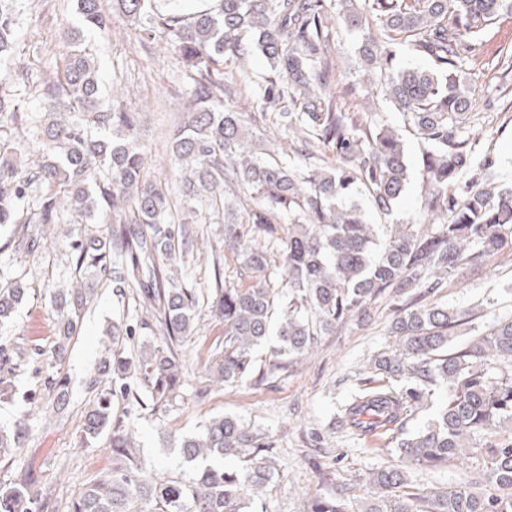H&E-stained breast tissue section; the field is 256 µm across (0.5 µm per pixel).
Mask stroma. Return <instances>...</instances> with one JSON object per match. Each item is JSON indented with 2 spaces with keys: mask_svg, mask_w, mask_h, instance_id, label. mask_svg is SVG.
I'll return each instance as SVG.
<instances>
[{
  "mask_svg": "<svg viewBox=\"0 0 512 512\" xmlns=\"http://www.w3.org/2000/svg\"><path fill=\"white\" fill-rule=\"evenodd\" d=\"M18 40L14 54L0 57V78L14 74L22 59H29L34 75L53 71L65 39L79 21L72 8L58 0H20ZM362 32L337 26L332 51L333 76L339 85H356L345 96L344 106L360 112H375L392 125L401 120L382 96L366 84L356 69L357 46ZM103 66L104 80L122 75L148 99L140 107L137 140L148 154L156 177L171 176L166 140L184 117L180 91L183 67L166 43L143 49L134 30L122 15L112 17L106 35L86 32ZM40 45L39 55H30L31 45ZM512 53V15L504 14L488 28L480 54L463 76L481 103L473 130L481 151L497 161L501 183L512 184V75L499 79L496 65ZM69 222L51 225L42 246L35 252L10 244V230L0 228V287L8 278H25L37 293L19 304L11 317L0 322V343L30 353L31 359L15 379L19 391L38 390L42 377L40 352L56 341L57 311L50 301L53 288H68L77 276L70 265ZM449 307L470 310L476 330H484L492 318L512 317V251L483 257L480 266L459 280L449 281L441 295ZM391 292H383L364 313L337 323L335 330L317 339L312 354L292 360L287 371L263 385L246 380L224 387H208L206 366L224 326L209 313H202L195 330L183 343L184 386L171 409L151 412L116 401L114 416L133 424L141 454L161 474L176 477L192 470L178 452L180 441L197 432L211 417H237L252 431L262 434L275 469L272 483L254 498L255 512H308L311 491L331 484L345 487L351 508L370 499L375 491L368 483L371 472L392 467L397 455L388 437L370 444L363 436L349 433L334 416L345 400L362 387L383 385V376L368 365L389 348V329L395 316ZM143 311L135 296L118 299L110 287L99 288L86 309L79 333L69 346L63 371L69 385V405L56 415L46 402L0 403V428L10 429L21 414H28L31 431L16 455L33 488L54 491L61 506H69L80 492L112 467V451L106 438L84 442L83 414L94 394L87 384L109 342L113 321L127 318L136 323Z\"/></svg>",
  "mask_w": 512,
  "mask_h": 512,
  "instance_id": "stroma-1",
  "label": "stroma"
}]
</instances>
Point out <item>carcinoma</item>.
Listing matches in <instances>:
<instances>
[{
	"label": "carcinoma",
	"mask_w": 512,
	"mask_h": 512,
	"mask_svg": "<svg viewBox=\"0 0 512 512\" xmlns=\"http://www.w3.org/2000/svg\"><path fill=\"white\" fill-rule=\"evenodd\" d=\"M82 27L105 34L111 15L102 0H71ZM188 0H113L147 48L171 46L183 64L182 95L188 119L168 141L175 187L151 175L135 140L138 113L123 96L104 88L98 58L81 34H71L56 72L33 81L26 70L0 85V224L17 225L28 251L38 238L30 225H80L70 242L76 272L112 287L133 288L150 314L140 326L112 324L120 336L152 329L158 345L114 348L99 371L109 379L84 415V435H107L112 471L71 502L68 512H252L253 494L267 487L274 469L268 445L232 416H217L180 445L194 464L187 476L160 475L137 452L135 431L113 417V399L173 406L180 397L182 342L192 335L199 309L224 322V341L208 366L213 385L250 379L265 383L288 361L313 349L317 337L390 289L396 297L392 349L376 355L375 372L395 384L362 389L341 406L338 423L354 435L391 431L401 464L370 474L377 497L362 512H512V318L491 321L468 347L450 345L454 330L471 314L430 296L448 280L478 266L486 253L512 248V186L496 177V159L479 157L470 142L476 98L460 80L483 46L487 28L512 14V0H217V7L188 13ZM349 30L370 29L357 47L362 77L383 92L426 145L419 173L420 216L395 221L385 239L356 203L392 214L411 179L398 129L366 112L342 109L330 88L332 13ZM18 0H0V56L16 45ZM406 52L430 68L398 67ZM267 61V80L251 89L250 112L224 107L235 93L224 65L238 68L249 84L246 62ZM47 110L28 111L30 97ZM272 126L288 137L255 150L256 129ZM30 136L35 155L21 150ZM331 148L339 163L322 153ZM109 224L99 236L83 224ZM224 225V249L233 254L238 282L220 273L214 284L187 288L172 266L194 250L188 224ZM89 287L57 289V335L70 341L93 301ZM27 294L16 279L0 289V321ZM279 336L273 360L259 364L255 348ZM20 368L0 358V400L13 393L8 377ZM447 390L436 417L409 434L413 409ZM55 411L68 400V380L45 382ZM29 419L0 429L5 450L24 446ZM247 458L242 469L225 460ZM475 460L474 476L446 491L422 492L410 471ZM497 489L477 491L478 483ZM309 512H347L346 489L318 491ZM0 512H59L49 492L30 488L24 475L0 479Z\"/></svg>",
	"instance_id": "1"
}]
</instances>
